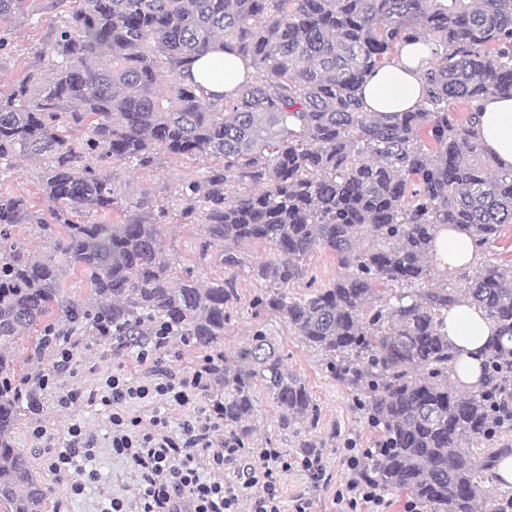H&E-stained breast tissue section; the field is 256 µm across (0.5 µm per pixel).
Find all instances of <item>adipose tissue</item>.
<instances>
[{
    "label": "adipose tissue",
    "mask_w": 512,
    "mask_h": 512,
    "mask_svg": "<svg viewBox=\"0 0 512 512\" xmlns=\"http://www.w3.org/2000/svg\"><path fill=\"white\" fill-rule=\"evenodd\" d=\"M437 50L426 39L407 43L393 63L375 70L361 90L363 109L383 115L416 110L426 95L423 70ZM247 70L245 61L214 45L187 65L190 80L208 92H231ZM478 141L503 167H512V98L490 95L477 103L474 125ZM479 247L467 234L454 227L440 226L432 255L441 269L463 270L476 259ZM448 343L454 354V376L460 387L470 388L482 377V350L495 334V327L467 300L448 311Z\"/></svg>",
    "instance_id": "1"
}]
</instances>
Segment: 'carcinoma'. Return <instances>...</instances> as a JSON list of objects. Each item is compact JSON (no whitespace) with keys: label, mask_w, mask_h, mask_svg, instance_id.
<instances>
[{"label":"carcinoma","mask_w":512,"mask_h":512,"mask_svg":"<svg viewBox=\"0 0 512 512\" xmlns=\"http://www.w3.org/2000/svg\"><path fill=\"white\" fill-rule=\"evenodd\" d=\"M26 2L0 0V21L24 16ZM422 35L442 48L425 72V104L395 117L363 111L367 75ZM217 40L252 69L219 96L184 80L185 62ZM43 52L50 75L30 72L0 96V166L38 162L48 206L37 215L25 197L0 193V512H46L52 494L13 441L37 401L42 354L74 335L107 336L115 355L156 352L161 336L221 347L233 270L258 241L278 258L256 272L278 285L303 277L321 249L344 269L326 288L292 301L272 291L252 307L285 318L356 388L380 446L366 475L427 512H482L481 484L512 450V427L493 425L487 395L509 381L512 270L489 265L463 288L385 286L432 279L440 224L482 248L512 226V168L473 133L474 103L512 97V0H73ZM451 100L468 104L465 121L450 119ZM160 153L213 161L205 177L179 183L174 214L120 183V171H147ZM82 212L98 220H72ZM172 215L202 226V256L228 276L177 269L163 234ZM23 224L35 225L36 246L13 241ZM70 274L87 280V296L64 287ZM461 297L498 328L485 378L468 392L450 381L446 334ZM213 383L224 390V430L246 448L259 385L282 428L299 434L317 420L262 322Z\"/></svg>","instance_id":"obj_1"}]
</instances>
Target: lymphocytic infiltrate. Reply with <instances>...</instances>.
<instances>
[{
  "instance_id": "obj_1",
  "label": "lymphocytic infiltrate",
  "mask_w": 512,
  "mask_h": 512,
  "mask_svg": "<svg viewBox=\"0 0 512 512\" xmlns=\"http://www.w3.org/2000/svg\"><path fill=\"white\" fill-rule=\"evenodd\" d=\"M214 368V357L206 355L188 368L160 371L145 380L128 369L113 371L100 398L111 409L105 445H98L84 423L69 420L66 438L51 455L50 470L70 476L69 491L80 496L96 475L92 464L98 456L108 454L129 464L136 477L129 497L105 499L100 512H129L134 501L139 512H310L306 498L289 503L283 498L282 477L290 465L279 449H253L254 464L225 478L243 450L225 432L219 404L201 403L212 386ZM143 403L154 406L149 419L130 415V408ZM173 407L190 412L176 436L168 432ZM363 462V455L348 456L350 476L336 495V512H386L382 490L365 477Z\"/></svg>"
}]
</instances>
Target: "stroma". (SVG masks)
<instances>
[{"label": "stroma", "mask_w": 512, "mask_h": 512, "mask_svg": "<svg viewBox=\"0 0 512 512\" xmlns=\"http://www.w3.org/2000/svg\"><path fill=\"white\" fill-rule=\"evenodd\" d=\"M56 2L28 0L25 17L0 22V42L7 46L5 52H0V94L9 93L13 85L29 72L48 71L50 62L42 56L41 49L51 22L62 14ZM206 173L207 164L202 160L183 158L176 161L162 154L153 169L135 178L133 190L137 193L146 191L173 202L177 199V187L182 179H199ZM0 190L24 196L36 213L47 210L37 165L26 163L17 169L1 170ZM166 231L169 247L180 266L193 268L197 275L206 279L221 276L222 271L213 260L201 259L199 255L196 248L201 234L199 225L172 223L167 225ZM273 256V248L263 242L244 249V263L236 271L238 296L229 304L231 320L224 332L225 354H233L250 341L249 329L255 322L251 301L255 296L274 289L273 283L256 275L255 268L258 263ZM488 265L512 267V229H506L504 236L493 246L480 251L473 267L448 274L436 269L432 275L436 281L448 283L449 287L461 288L476 271ZM305 267V278L283 286L282 291L289 298L306 294L310 285L323 287L331 284L340 272L336 257L325 250L315 251L307 259ZM265 323L271 341L284 356L289 370L300 375L308 385L319 406L320 416L315 427L295 434L280 427L279 410L275 403L265 392H258L254 417L255 444L279 449L292 462V469L283 478L285 500L290 501L301 495L309 500L311 512H335L336 491L349 475L344 463L346 443L352 440L358 448H368L374 442V434L367 416L356 402L354 389L328 372L324 356L303 345L284 318L269 316ZM74 346L78 369L75 381L84 392L83 400L71 409L64 410L58 407L53 389L40 390L34 410L27 412L14 433V445L27 454L37 479L55 491L49 512H99L103 498L121 493L123 485L130 482L132 476L120 461L102 455L95 465L97 477L88 482L84 494L69 496L68 477L58 478L48 472V450L31 437V421L42 419L48 432L58 440L62 439L63 428L71 417L84 421L98 436H105L109 427L108 409L95 399L104 376L125 365L135 367L137 376L147 377L160 368L190 366L201 356L200 350L184 346L176 339L141 366L136 365L134 353L128 352L119 358L113 356L105 341L82 336L75 339ZM304 439L317 446L324 464L321 480L312 479L299 467L302 458L299 443Z\"/></svg>", "instance_id": "stroma-1"}]
</instances>
